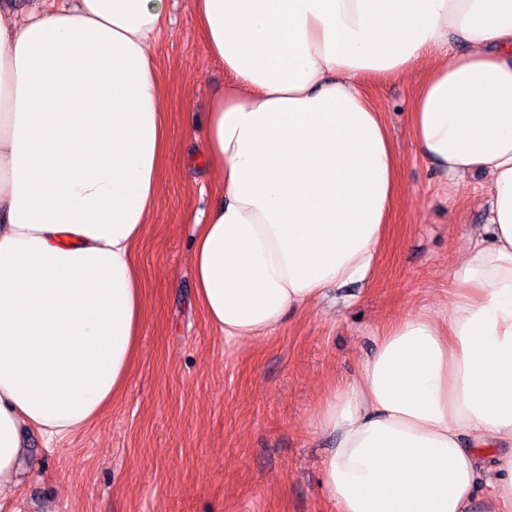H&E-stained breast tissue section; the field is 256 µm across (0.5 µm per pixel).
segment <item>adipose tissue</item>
I'll list each match as a JSON object with an SVG mask.
<instances>
[{"instance_id":"obj_1","label":"adipose tissue","mask_w":512,"mask_h":512,"mask_svg":"<svg viewBox=\"0 0 512 512\" xmlns=\"http://www.w3.org/2000/svg\"><path fill=\"white\" fill-rule=\"evenodd\" d=\"M230 80L204 134L217 205L192 229L195 301L225 339L274 334L376 274L398 159L360 84L425 66L411 134L487 214L444 307L379 330L332 382L336 512H512V0H191ZM168 0L0 9V494L24 432L55 445L125 391L144 321L136 248L170 147L150 47ZM496 459L491 471L483 455Z\"/></svg>"}]
</instances>
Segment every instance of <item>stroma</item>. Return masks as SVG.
I'll use <instances>...</instances> for the list:
<instances>
[{
    "mask_svg": "<svg viewBox=\"0 0 512 512\" xmlns=\"http://www.w3.org/2000/svg\"><path fill=\"white\" fill-rule=\"evenodd\" d=\"M166 81L171 148L137 251L145 299L125 394L55 447L27 436L30 464L0 512H336L322 484L330 446L311 415L332 378L357 377L376 329L445 301L453 263L485 213L481 174L445 190L409 132L421 71L368 77L398 157L403 200L376 277L344 284L274 335L227 340L194 303L191 226L216 204L202 189V131L224 67L206 54L189 0H169L151 48Z\"/></svg>",
    "mask_w": 512,
    "mask_h": 512,
    "instance_id": "obj_1",
    "label": "stroma"
}]
</instances>
